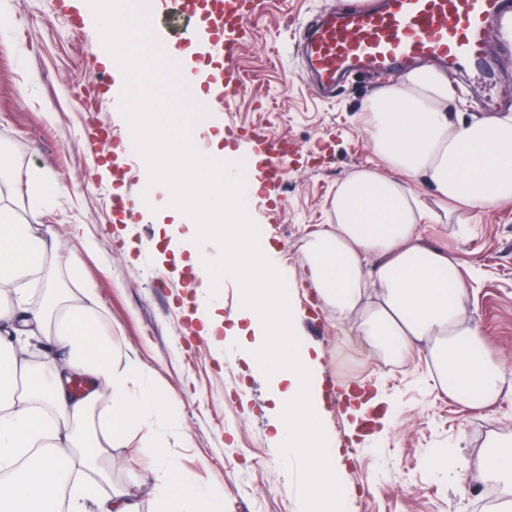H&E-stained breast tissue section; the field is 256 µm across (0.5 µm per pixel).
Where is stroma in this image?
<instances>
[{"label": "stroma", "mask_w": 512, "mask_h": 512, "mask_svg": "<svg viewBox=\"0 0 512 512\" xmlns=\"http://www.w3.org/2000/svg\"><path fill=\"white\" fill-rule=\"evenodd\" d=\"M342 2L264 0L231 65L237 91L225 97L223 81H215L213 111H192L155 71L136 95L184 135L219 124L244 167L256 140L295 145L278 188L248 197L246 212L288 272L305 345L321 354L323 424L341 450L345 512H477L475 463L492 455L491 437H512V202L453 212L421 228L423 242L455 257L471 285L472 322L505 373L494 403L465 410L435 386L422 355L398 363L362 346L354 322L324 306L309 278L307 246L334 223L337 187L355 171L381 166L360 106L388 75L342 80L326 101L301 68L307 21ZM10 4L11 24L0 30V148L11 155V206L59 241L54 275L61 285L75 288L74 264L94 282L101 329L114 351L135 354L172 404L176 427L156 428L155 437L178 464L222 490L224 512H299L302 470L272 441L266 379L193 330L200 305L185 301L194 270L189 250L168 235L173 208L158 207L142 220L128 209L142 161L124 157L103 174L99 157L85 149L96 132H107L115 146L126 141L122 102L112 96L119 76L102 60L90 0ZM486 51L484 74L461 68L449 76L469 117L484 116L489 83L512 87V43L500 27L490 28ZM37 168L49 172L56 189L48 207L34 213L28 191ZM86 241L91 250L83 249ZM100 461L110 481L92 472L78 476L93 484L97 498L125 488L137 493L141 512H160L162 481L141 436L101 440Z\"/></svg>", "instance_id": "obj_1"}]
</instances>
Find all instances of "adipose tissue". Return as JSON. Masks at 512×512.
<instances>
[{"label": "adipose tissue", "mask_w": 512, "mask_h": 512, "mask_svg": "<svg viewBox=\"0 0 512 512\" xmlns=\"http://www.w3.org/2000/svg\"><path fill=\"white\" fill-rule=\"evenodd\" d=\"M119 0L96 5L103 55L134 56L118 21ZM463 105L447 76L431 65L382 84L365 102V131L384 171L362 169L336 190V221L311 241L310 278L339 317H354L371 348L401 361L421 352L430 376L463 408L478 410L503 389L500 364L488 359L466 304L469 285L452 256L423 244L420 226L434 213L412 193L426 187L439 203L478 211L512 200V116L459 118ZM131 123L148 129L145 146L153 182L176 190L197 176L199 142L179 135L159 113L131 105ZM231 176L209 179L206 203L187 208L186 235L210 291L224 278L244 290L241 313L224 319L216 303L201 316V335L245 359L269 379L272 439L301 461L308 485L304 512H341L336 486L340 451L322 423L319 354L302 346L299 312L280 293L284 270L273 253L251 250L243 214L227 202ZM58 253L41 227L0 205V512H86L90 490L75 481L96 470L98 427L120 442L152 423L169 422L167 403L132 355L114 356L99 331L95 288L79 300L50 277ZM41 275L50 308L27 306V280ZM42 336L54 354L31 365L14 334ZM92 383L73 391V375ZM163 473V512H222L213 490L184 471L167 449L154 451ZM28 465H21V458ZM93 501V500H92Z\"/></svg>", "instance_id": "adipose-tissue-1"}]
</instances>
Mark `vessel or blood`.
Returning a JSON list of instances; mask_svg holds the SVG:
<instances>
[{"label":"vessel or blood","instance_id":"b4317fda","mask_svg":"<svg viewBox=\"0 0 512 512\" xmlns=\"http://www.w3.org/2000/svg\"><path fill=\"white\" fill-rule=\"evenodd\" d=\"M211 34L212 54L232 59L260 0H178ZM512 0H358L341 11L308 21L305 58L318 92L335 91L345 75L370 69L390 73L413 62L448 66L482 64L486 33ZM268 183L279 181L288 146L257 144Z\"/></svg>","mask_w":512,"mask_h":512}]
</instances>
